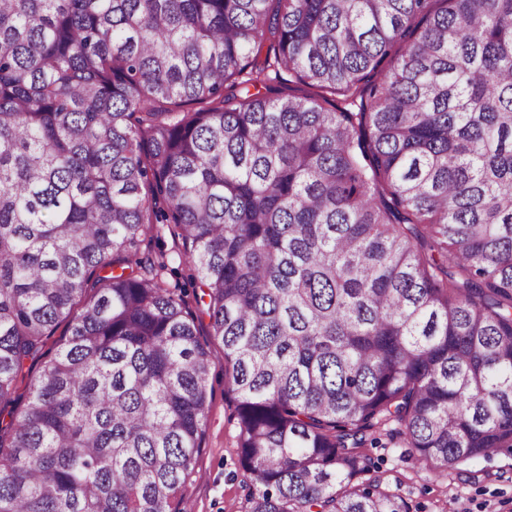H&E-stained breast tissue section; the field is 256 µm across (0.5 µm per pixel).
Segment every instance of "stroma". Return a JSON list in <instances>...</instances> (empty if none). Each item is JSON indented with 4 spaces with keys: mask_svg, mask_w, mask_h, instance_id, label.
<instances>
[{
    "mask_svg": "<svg viewBox=\"0 0 512 512\" xmlns=\"http://www.w3.org/2000/svg\"><path fill=\"white\" fill-rule=\"evenodd\" d=\"M179 230L172 224L153 225L142 246L145 256H165V279L176 293L193 300L195 269L184 255ZM200 339L213 358L207 381L209 409L195 473L181 494L186 512H247L250 475L237 449V427L231 386L224 375V348L200 322ZM371 474L383 488L401 495L412 512H512V452L459 466L448 475L427 471L400 437L384 446L367 448Z\"/></svg>",
    "mask_w": 512,
    "mask_h": 512,
    "instance_id": "obj_1",
    "label": "stroma"
}]
</instances>
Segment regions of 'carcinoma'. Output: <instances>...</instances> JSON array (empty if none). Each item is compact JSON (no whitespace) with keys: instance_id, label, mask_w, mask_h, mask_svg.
<instances>
[{"instance_id":"1","label":"carcinoma","mask_w":512,"mask_h":512,"mask_svg":"<svg viewBox=\"0 0 512 512\" xmlns=\"http://www.w3.org/2000/svg\"><path fill=\"white\" fill-rule=\"evenodd\" d=\"M165 223L248 512H411L354 483L392 424L438 475L512 451V0H0V403L40 362L0 512H185L212 358ZM175 224H152L142 245L143 257L167 259L165 279L177 294L182 293L190 309L200 314L194 300V266L184 255ZM201 315V314H200ZM200 339L211 352L207 381L209 409L204 438L196 458L195 474L182 488L186 512H246L250 474L243 468L237 449V427L233 393L224 376V348L210 336L209 318L201 315Z\"/></svg>"}]
</instances>
